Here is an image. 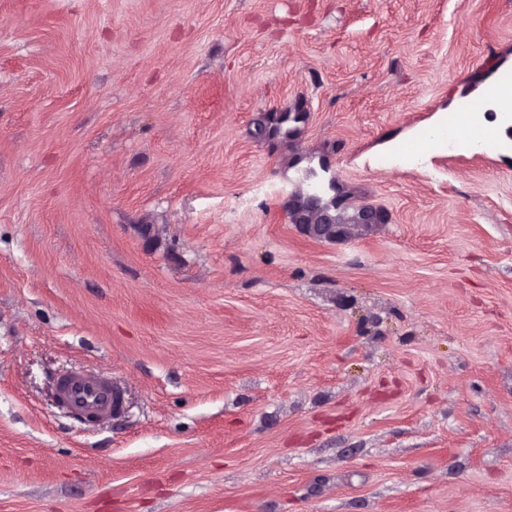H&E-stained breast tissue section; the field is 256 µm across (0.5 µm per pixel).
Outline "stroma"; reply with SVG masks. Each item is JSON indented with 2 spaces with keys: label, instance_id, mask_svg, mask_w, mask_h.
<instances>
[{
  "label": "stroma",
  "instance_id": "stroma-1",
  "mask_svg": "<svg viewBox=\"0 0 512 512\" xmlns=\"http://www.w3.org/2000/svg\"><path fill=\"white\" fill-rule=\"evenodd\" d=\"M508 73L512 0H0V512H512V114L386 157ZM476 112L474 104L462 107L458 112H453L447 119L448 114L445 116L442 124H436L429 128L427 131L420 133L412 142V148L406 151L401 149L400 161L403 167L414 165L418 162L426 160L432 154L447 148L448 139L455 144H465L476 146L478 140L469 134L468 125L471 122L474 124V130L477 137L484 146H492L496 141V133L490 129L483 128L476 124L473 117ZM454 129L458 126H466L457 129L451 133L446 131V136L442 137V131ZM331 207L322 205L317 197L309 199L306 206L293 215L294 222L302 227L304 233L319 241H336L349 234L351 228H369L378 222V212L372 207H362L358 210L354 224H339L336 214ZM59 398L70 414L88 422L108 418L122 405L121 391L110 380L89 370L63 377Z\"/></svg>",
  "mask_w": 512,
  "mask_h": 512
}]
</instances>
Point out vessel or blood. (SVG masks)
I'll use <instances>...</instances> for the list:
<instances>
[{
	"label": "vessel or blood",
	"instance_id": "obj_1",
	"mask_svg": "<svg viewBox=\"0 0 512 512\" xmlns=\"http://www.w3.org/2000/svg\"><path fill=\"white\" fill-rule=\"evenodd\" d=\"M62 406L78 419L94 422L112 416L122 405V393L110 380L86 370L59 382Z\"/></svg>",
	"mask_w": 512,
	"mask_h": 512
}]
</instances>
